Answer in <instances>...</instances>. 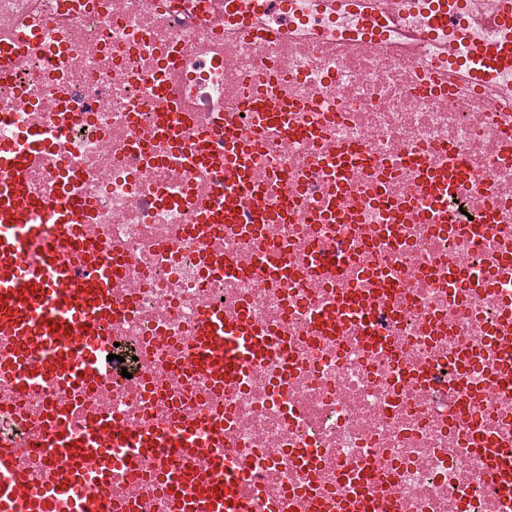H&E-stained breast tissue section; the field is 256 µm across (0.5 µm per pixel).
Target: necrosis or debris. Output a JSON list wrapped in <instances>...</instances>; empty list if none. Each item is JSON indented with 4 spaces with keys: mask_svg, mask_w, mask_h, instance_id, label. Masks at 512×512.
Listing matches in <instances>:
<instances>
[{
    "mask_svg": "<svg viewBox=\"0 0 512 512\" xmlns=\"http://www.w3.org/2000/svg\"><path fill=\"white\" fill-rule=\"evenodd\" d=\"M100 2L65 16L63 0H0V26L16 18L44 32L0 78V141L22 147L40 133L30 193L82 201L86 236L125 261L109 340L126 377L24 394L0 374V448L14 451L20 494L58 465L33 444L39 422L72 405L79 425L101 412L131 429L221 420L225 448L247 466L238 492L252 512L271 500L285 512H333L344 475L359 469L367 495L392 512H512L473 451L477 435L512 446V384L491 341L512 303V274L493 273L512 253V124L502 119L512 65L487 57L512 43L497 0H463L438 29L437 6L453 0H404L391 17L335 15L322 0ZM245 24L283 39L238 38ZM269 61L304 105L284 128L258 127L241 110ZM164 87L182 111L174 136L154 112ZM228 119L273 221L204 237L195 210L224 174L187 157L223 148ZM340 145L366 157L347 176L355 220L325 224L318 213L335 194ZM451 157L466 172L441 212L452 233L423 222L432 199L419 174ZM211 251L239 272L211 274ZM452 267L477 281L450 289ZM345 289L371 296L387 346L367 347L349 319L317 335V317L333 315ZM215 306L269 335L265 357L223 390L179 367ZM164 466L145 454L117 471L105 494L114 512H175Z\"/></svg>",
    "mask_w": 512,
    "mask_h": 512,
    "instance_id": "obj_1",
    "label": "necrosis or debris"
}]
</instances>
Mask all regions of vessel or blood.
<instances>
[{
  "mask_svg": "<svg viewBox=\"0 0 512 512\" xmlns=\"http://www.w3.org/2000/svg\"><path fill=\"white\" fill-rule=\"evenodd\" d=\"M279 86L276 73L268 72L248 98L249 111L278 122L289 110ZM28 163L25 152L0 159V371L23 392L39 388L48 378L89 387L107 364L101 326L115 315L112 282L122 262L83 236L86 207L69 197L42 200L29 193ZM190 163L223 168L229 183L223 208L202 205L200 223H240L242 201L260 202L263 193L235 143L232 122L224 124L223 152L209 151ZM44 209L53 212V223H27L26 213ZM34 251L40 256L35 266L29 260ZM186 356L193 369L223 386L238 381L261 350L247 321L228 320L223 308L214 307L201 316ZM222 440L221 426L211 423L180 421L159 427L149 422L131 430L105 413L77 431L68 410L56 409L39 445L48 454L68 459L69 469L51 472L43 488L22 498L11 451L0 448V512H56L61 500L68 512H86L87 496L104 487L113 467L163 449L187 450L207 461L200 473L179 472L166 484L168 493L181 496V512H251L234 494L241 467L233 456L218 453Z\"/></svg>",
  "mask_w": 512,
  "mask_h": 512,
  "instance_id": "1",
  "label": "vessel or blood"
}]
</instances>
